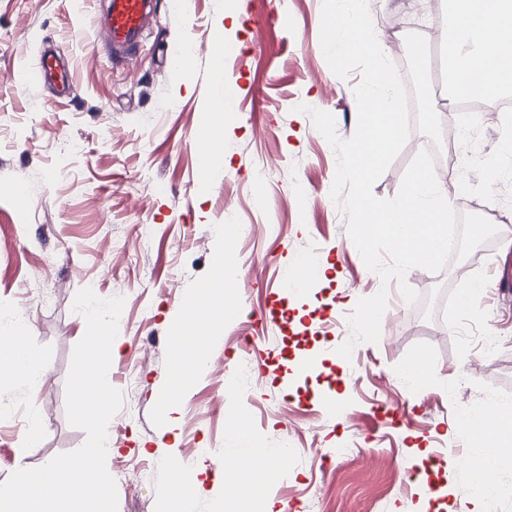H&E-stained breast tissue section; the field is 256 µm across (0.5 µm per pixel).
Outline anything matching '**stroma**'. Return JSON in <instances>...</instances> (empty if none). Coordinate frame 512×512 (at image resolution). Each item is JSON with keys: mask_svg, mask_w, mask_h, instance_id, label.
<instances>
[{"mask_svg": "<svg viewBox=\"0 0 512 512\" xmlns=\"http://www.w3.org/2000/svg\"><path fill=\"white\" fill-rule=\"evenodd\" d=\"M170 4L156 0L143 49L114 64L91 49L95 0L81 10L76 0H0V337L26 326L38 367L31 380L0 379V482L86 440L67 420L66 380L85 333L73 303L89 287L125 299L109 369L123 405L106 460L118 512H166L176 475L190 491L189 512H215L221 501L263 512L270 499L292 512H435L431 485L453 512H512V497L477 500L478 453L455 433L463 406L512 411V292L491 289L482 302L454 305L512 250V121L493 100L484 126L457 131L446 48L433 39L434 109L411 113L408 143L373 192L398 193L414 146L442 161L453 146L470 166L454 179L456 197L498 211L499 233L440 272L411 269L419 302L390 287L378 343L357 344L344 359L336 349L350 337L346 317L381 279L330 197L335 153L297 107L331 113L339 137L350 138L361 73L342 79L330 70L322 0H182L176 12ZM369 5L382 49L408 75L402 20L436 26L448 17L447 0ZM228 14L237 24L225 22ZM184 45L194 62L181 71L174 56ZM47 46L69 54L78 97L21 77ZM224 48L234 53L225 76L230 164L204 180L195 140L214 95L210 56ZM259 164L277 169L260 202L251 178ZM15 184L25 202L11 193ZM219 254L240 308L225 312L206 370L175 401L173 426L163 413L167 338ZM307 258L324 265V278L287 286L288 268ZM278 300L287 322L257 327V312ZM489 332L501 349L485 359L479 338ZM416 359L425 363L419 387L402 376ZM322 391L334 393L333 411L318 401ZM237 417L275 451L260 474L240 480L221 475L237 446Z\"/></svg>", "mask_w": 512, "mask_h": 512, "instance_id": "obj_1", "label": "stroma"}]
</instances>
